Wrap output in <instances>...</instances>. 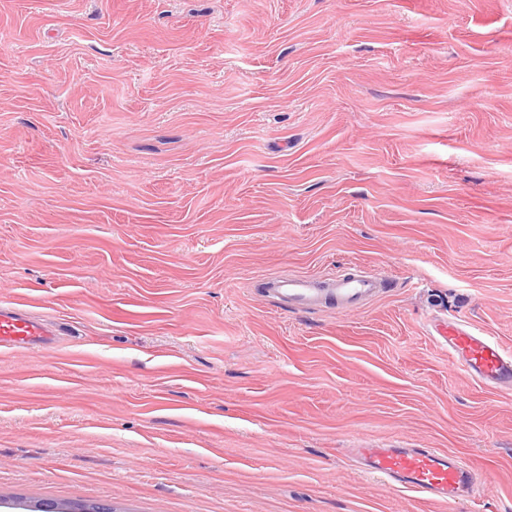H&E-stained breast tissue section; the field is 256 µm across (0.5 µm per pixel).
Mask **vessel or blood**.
Segmentation results:
<instances>
[{"mask_svg":"<svg viewBox=\"0 0 512 512\" xmlns=\"http://www.w3.org/2000/svg\"><path fill=\"white\" fill-rule=\"evenodd\" d=\"M391 285L386 276L355 270L325 279L295 275L278 280L277 289L289 306L312 309L328 302L345 312L379 297ZM50 336L48 324L26 310L0 306L1 349L40 346ZM433 337L449 357L463 362L475 382L512 394V350L498 339L458 318L434 326ZM357 454L366 471L390 486L447 507L479 493L472 467L461 457L436 448H361Z\"/></svg>","mask_w":512,"mask_h":512,"instance_id":"vessel-or-blood-1","label":"vessel or blood"}]
</instances>
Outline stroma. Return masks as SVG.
I'll use <instances>...</instances> for the list:
<instances>
[{"instance_id":"obj_1","label":"stroma","mask_w":512,"mask_h":512,"mask_svg":"<svg viewBox=\"0 0 512 512\" xmlns=\"http://www.w3.org/2000/svg\"><path fill=\"white\" fill-rule=\"evenodd\" d=\"M389 292L289 308L270 278ZM0 512H442L356 461L440 448L512 512V0H0ZM52 336L46 322L33 318L26 310L0 306V348L13 350L44 345ZM435 341L448 356L462 361L470 377L506 395L512 394V351L469 321L453 318L434 325Z\"/></svg>"}]
</instances>
